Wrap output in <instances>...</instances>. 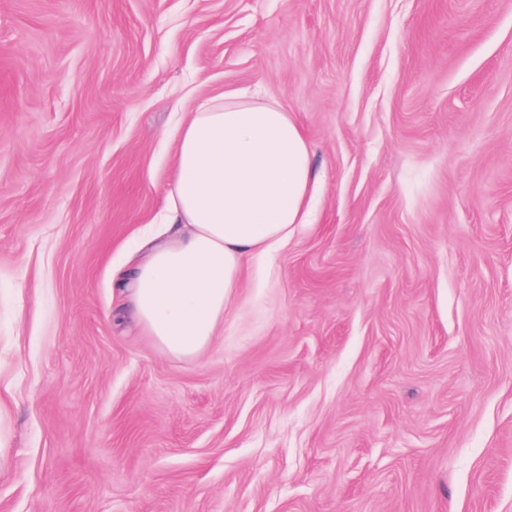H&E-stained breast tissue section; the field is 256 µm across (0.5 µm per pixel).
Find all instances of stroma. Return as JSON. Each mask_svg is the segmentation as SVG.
I'll return each mask as SVG.
<instances>
[{
	"mask_svg": "<svg viewBox=\"0 0 512 512\" xmlns=\"http://www.w3.org/2000/svg\"><path fill=\"white\" fill-rule=\"evenodd\" d=\"M259 85L315 221L174 357L117 277ZM0 512H512V0H0Z\"/></svg>",
	"mask_w": 512,
	"mask_h": 512,
	"instance_id": "obj_1",
	"label": "stroma"
}]
</instances>
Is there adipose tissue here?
<instances>
[{
  "instance_id": "1",
  "label": "adipose tissue",
  "mask_w": 512,
  "mask_h": 512,
  "mask_svg": "<svg viewBox=\"0 0 512 512\" xmlns=\"http://www.w3.org/2000/svg\"><path fill=\"white\" fill-rule=\"evenodd\" d=\"M174 138L165 228L128 272L124 296L164 352L192 357L223 324L247 261L310 223L316 177L293 114L248 93L198 100Z\"/></svg>"
}]
</instances>
